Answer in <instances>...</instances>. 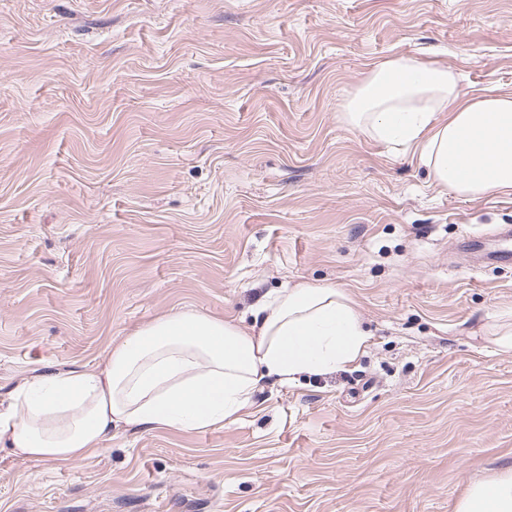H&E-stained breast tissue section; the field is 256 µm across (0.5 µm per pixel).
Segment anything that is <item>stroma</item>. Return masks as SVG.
<instances>
[{
    "mask_svg": "<svg viewBox=\"0 0 512 512\" xmlns=\"http://www.w3.org/2000/svg\"><path fill=\"white\" fill-rule=\"evenodd\" d=\"M400 53L512 91V0H0V402L176 310L250 327L299 281L371 333L224 427L0 457V512H456L512 467V264L459 248L512 195L449 192L338 118Z\"/></svg>",
    "mask_w": 512,
    "mask_h": 512,
    "instance_id": "1",
    "label": "stroma"
}]
</instances>
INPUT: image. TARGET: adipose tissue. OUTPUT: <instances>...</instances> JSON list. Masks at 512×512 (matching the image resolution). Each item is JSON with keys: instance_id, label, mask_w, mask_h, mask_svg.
I'll list each match as a JSON object with an SVG mask.
<instances>
[{"instance_id": "adipose-tissue-1", "label": "adipose tissue", "mask_w": 512, "mask_h": 512, "mask_svg": "<svg viewBox=\"0 0 512 512\" xmlns=\"http://www.w3.org/2000/svg\"><path fill=\"white\" fill-rule=\"evenodd\" d=\"M340 119L367 140L416 153L450 192L512 193V92H465L453 67L398 55L372 67ZM369 340L345 292L306 281L264 301L248 329L172 312L113 342L95 366L16 385L0 409V452L66 465L96 454L118 429L221 427L267 380L289 384L347 368ZM457 512H512V470L474 485Z\"/></svg>"}]
</instances>
